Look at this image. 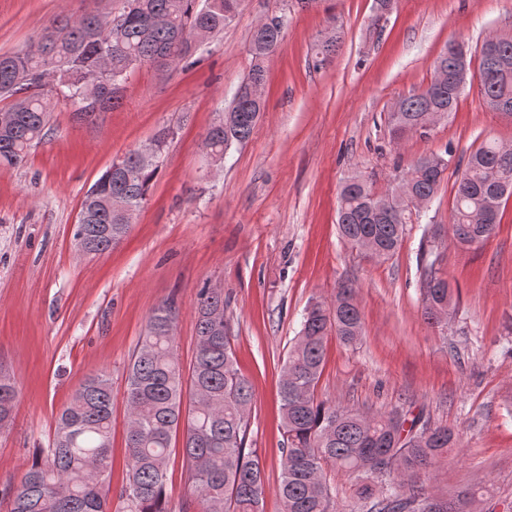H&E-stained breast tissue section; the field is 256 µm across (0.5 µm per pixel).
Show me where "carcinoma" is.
Returning a JSON list of instances; mask_svg holds the SVG:
<instances>
[{"label":"carcinoma","instance_id":"cac0c4a2","mask_svg":"<svg viewBox=\"0 0 512 512\" xmlns=\"http://www.w3.org/2000/svg\"><path fill=\"white\" fill-rule=\"evenodd\" d=\"M242 0H121L112 13L115 26L87 0L85 7L53 20L37 41L39 49L0 55V168L22 166L30 149L48 136L51 99L33 88L42 79L66 88L74 114L95 125L121 103L129 73L149 65L162 72L194 66L210 40L238 14ZM286 22L267 18L250 34L251 66L224 112L238 120L213 125L203 146L217 164L251 138L265 98L248 86H266L267 62L279 48ZM339 48V36L317 42L310 63L326 66ZM471 52L458 42L436 58L430 83L398 99L388 113L393 139L428 129L433 118L448 116L464 89ZM478 93L492 112L512 117V37L492 34L479 49ZM136 147L109 167L87 191L85 223L75 225L86 254L104 253L131 230L112 209L119 197L135 208L147 200L160 168L157 159L139 160ZM448 170L440 154L419 158L404 172L398 187L409 197L431 202ZM396 187V188H398ZM372 191L361 176L341 186L337 226L353 249L368 244L379 258L393 256L406 234V212L385 206L389 194ZM512 197V148L487 142L467 158L452 201V235L472 245L492 237L502 205ZM420 276L424 314L446 323L455 311L454 290L440 273V253L423 229ZM197 347L184 374L176 349V313L164 302L151 313L145 335L134 351L125 394L128 482L121 493L125 512H173L166 468L173 435L182 432L183 457L201 512H263L265 473L261 457L246 448L249 381L239 372L224 321V293L206 288L197 307ZM364 334L356 289L341 282L330 303L315 300L305 309L300 329L279 381L286 448L282 451L277 495L284 512H336L324 478L332 466L358 485L363 512H424L433 498L420 477L448 451L460 445L454 430L412 416L402 407L367 413L320 400L325 343L330 335L345 345ZM17 396L15 381L0 371V428L11 422ZM112 434V383L105 374L87 379L61 410L48 447L31 458L20 482L0 489L9 512H108V468ZM487 492L474 486L449 501L438 498L442 512H476Z\"/></svg>","mask_w":512,"mask_h":512}]
</instances>
